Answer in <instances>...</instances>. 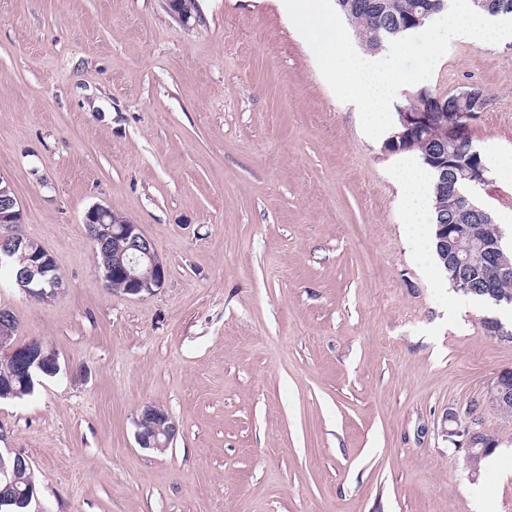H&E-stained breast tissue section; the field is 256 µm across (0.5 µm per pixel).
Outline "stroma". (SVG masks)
<instances>
[{"label": "stroma", "instance_id": "35a3bbf8", "mask_svg": "<svg viewBox=\"0 0 512 512\" xmlns=\"http://www.w3.org/2000/svg\"><path fill=\"white\" fill-rule=\"evenodd\" d=\"M0 0V176L18 231L63 288L0 274L18 338L61 372L0 401L26 455L30 512H512V424L489 381L512 342L431 278L390 169L337 99L281 0ZM482 88L476 201L512 238V43L452 39L419 89ZM141 224L169 268L141 299L105 288L83 217ZM163 405L171 448L135 439ZM472 413L497 443L471 475L447 436ZM23 209L11 183L0 177V227L13 229L20 224ZM135 425L136 440L139 446L146 450L165 451L173 443L177 434V424L172 415L162 405L156 403H145L139 409ZM141 426H146V429H139ZM160 438H164L166 448H157Z\"/></svg>", "mask_w": 512, "mask_h": 512}]
</instances>
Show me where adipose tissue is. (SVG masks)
<instances>
[{
	"label": "adipose tissue",
	"mask_w": 512,
	"mask_h": 512,
	"mask_svg": "<svg viewBox=\"0 0 512 512\" xmlns=\"http://www.w3.org/2000/svg\"><path fill=\"white\" fill-rule=\"evenodd\" d=\"M398 200L406 213L408 235L416 246V255L426 270L440 274L441 266L429 236L433 224L435 176L409 158L401 159L394 172Z\"/></svg>",
	"instance_id": "ef3b65f1"
}]
</instances>
